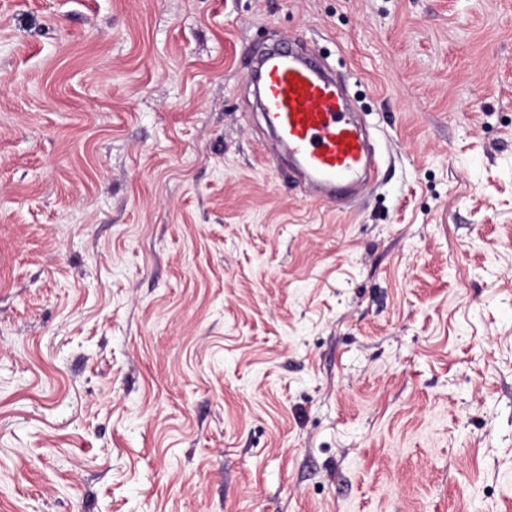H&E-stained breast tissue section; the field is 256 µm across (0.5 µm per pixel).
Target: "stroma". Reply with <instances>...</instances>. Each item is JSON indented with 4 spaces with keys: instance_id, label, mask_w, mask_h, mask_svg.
<instances>
[{
    "instance_id": "35a3bbf8",
    "label": "stroma",
    "mask_w": 512,
    "mask_h": 512,
    "mask_svg": "<svg viewBox=\"0 0 512 512\" xmlns=\"http://www.w3.org/2000/svg\"><path fill=\"white\" fill-rule=\"evenodd\" d=\"M288 37L356 201L262 159ZM0 512H512V0H0ZM292 38L259 51L251 78L268 126L288 148L290 170L310 202L356 198L378 180L379 165L347 87L325 67L316 49Z\"/></svg>"
}]
</instances>
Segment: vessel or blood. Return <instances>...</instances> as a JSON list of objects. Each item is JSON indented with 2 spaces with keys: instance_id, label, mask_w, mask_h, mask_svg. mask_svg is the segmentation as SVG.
Here are the masks:
<instances>
[{
  "instance_id": "b4317fda",
  "label": "vessel or blood",
  "mask_w": 512,
  "mask_h": 512,
  "mask_svg": "<svg viewBox=\"0 0 512 512\" xmlns=\"http://www.w3.org/2000/svg\"><path fill=\"white\" fill-rule=\"evenodd\" d=\"M251 78L310 202L351 200L355 187L377 182L379 165L366 128L354 118L356 103L318 50L284 40L255 54Z\"/></svg>"
}]
</instances>
